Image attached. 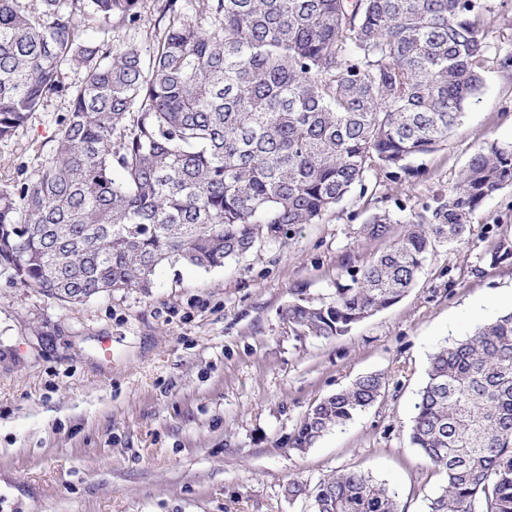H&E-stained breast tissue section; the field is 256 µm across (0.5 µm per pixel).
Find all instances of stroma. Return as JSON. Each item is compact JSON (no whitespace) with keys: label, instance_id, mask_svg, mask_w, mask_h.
I'll return each mask as SVG.
<instances>
[{"label":"stroma","instance_id":"1","mask_svg":"<svg viewBox=\"0 0 512 512\" xmlns=\"http://www.w3.org/2000/svg\"><path fill=\"white\" fill-rule=\"evenodd\" d=\"M485 84L447 141L405 170L369 173L323 220L208 271L163 264L150 293L117 290L70 306L0 276V512H313L293 480L360 470L429 512L443 481L409 425L431 354L512 311V187L488 197L462 247L437 246L395 305L344 336L297 335L296 295L331 302L382 252L359 230L388 213L391 237L448 196L475 149L512 145V0H492ZM70 98L54 95L0 140V183L29 175ZM367 372L373 406L305 453L289 439L310 407Z\"/></svg>","mask_w":512,"mask_h":512}]
</instances>
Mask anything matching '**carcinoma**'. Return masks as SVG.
Returning a JSON list of instances; mask_svg holds the SVG:
<instances>
[{"label": "carcinoma", "mask_w": 512, "mask_h": 512, "mask_svg": "<svg viewBox=\"0 0 512 512\" xmlns=\"http://www.w3.org/2000/svg\"><path fill=\"white\" fill-rule=\"evenodd\" d=\"M144 0H0V140L44 101L68 117L34 173L0 184V273L68 305L153 287L155 269L210 270L259 242L323 219L374 168L448 139L483 88L491 0H165L168 22L144 51L113 44L140 27ZM92 31L88 38L84 32ZM82 69L78 84L65 68ZM512 186V146L470 157L448 199L288 322L331 338L397 303L436 245L466 243L485 199ZM390 216L363 225L389 233ZM512 258V241L490 253ZM367 373L317 401L291 437L303 453L372 406ZM410 442L444 482L429 512H512V312L429 358ZM288 497L314 512H400L396 493L358 470Z\"/></svg>", "instance_id": "1"}]
</instances>
